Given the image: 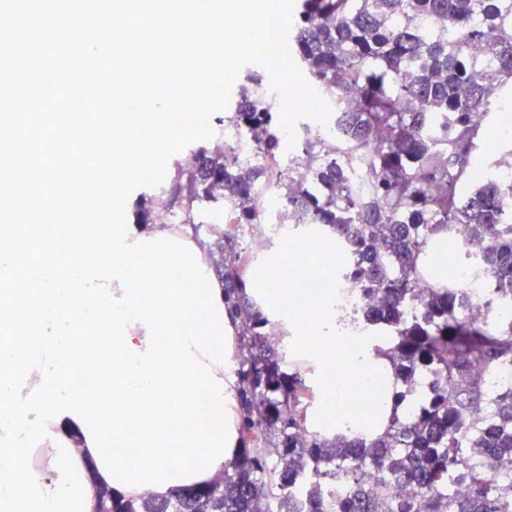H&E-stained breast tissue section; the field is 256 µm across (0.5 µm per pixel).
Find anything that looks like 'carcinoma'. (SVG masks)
Segmentation results:
<instances>
[{
	"mask_svg": "<svg viewBox=\"0 0 512 512\" xmlns=\"http://www.w3.org/2000/svg\"><path fill=\"white\" fill-rule=\"evenodd\" d=\"M288 42L331 106L329 132L303 127L292 165L266 76L250 73L216 118L224 132L192 150L194 165L172 160L173 176L151 195L141 223L163 209L205 247L211 216L258 237L278 208L280 223L322 233L345 254L338 280L359 288L360 318L398 338L387 356L405 390L392 391L380 433H313L311 391L281 370L270 320L247 300L252 254L232 245L235 235H217L224 301L248 349L238 372L240 437L259 435L264 447L244 449L223 473L220 495L207 482L192 487L191 502L170 490L104 503L112 512H297L291 491L303 486L308 512H325L323 487L342 482L332 512H512V472L484 471L470 454L512 455V386L492 385L512 364V322L469 317V295L438 280L420 293L429 242L464 224L465 251L489 273L490 291L512 294V181L492 174L461 191L481 129L473 115L489 113L512 84V0H300ZM226 134L251 153L226 145ZM271 188L279 191L274 207ZM67 436L97 489L112 490L82 433ZM395 483L414 493L391 496Z\"/></svg>",
	"mask_w": 512,
	"mask_h": 512,
	"instance_id": "carcinoma-1",
	"label": "carcinoma"
}]
</instances>
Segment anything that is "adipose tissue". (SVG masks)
Returning <instances> with one entry per match:
<instances>
[{"mask_svg": "<svg viewBox=\"0 0 512 512\" xmlns=\"http://www.w3.org/2000/svg\"><path fill=\"white\" fill-rule=\"evenodd\" d=\"M174 27L159 38L157 53L170 58L185 36L205 28L222 31L228 17L249 20L254 43H266V8L260 0H174L169 11L152 8ZM167 100L158 94L142 99L141 108L125 115V130L110 144L121 165L87 172L84 182L94 185L96 210L109 218L107 202L120 194V174L134 175L148 165L141 154L139 135L152 128L164 139L179 131L172 121L154 123V112ZM162 252L161 261L144 263L130 272L136 248ZM91 250H106L105 259L85 264L70 278L60 279L50 269L31 270V289L49 296L63 288L79 298L83 308L111 316L112 339H94L92 347L103 356L112 387V426L97 428L89 437L90 451L101 475L114 490H140V474H148L153 489L165 492L210 479L232 461L241 443L230 417L237 380L234 327L224 309L222 288L207 279L202 250L195 243L179 244L170 237L146 234L131 237L127 225H113L106 245L91 243ZM206 281V289L175 288V273ZM166 346H159V337ZM205 397L207 414L200 420L177 414L172 401L195 404ZM167 432L178 433L180 447L188 451L181 467L168 462L170 451L162 441Z\"/></svg>", "mask_w": 512, "mask_h": 512, "instance_id": "1", "label": "adipose tissue"}]
</instances>
